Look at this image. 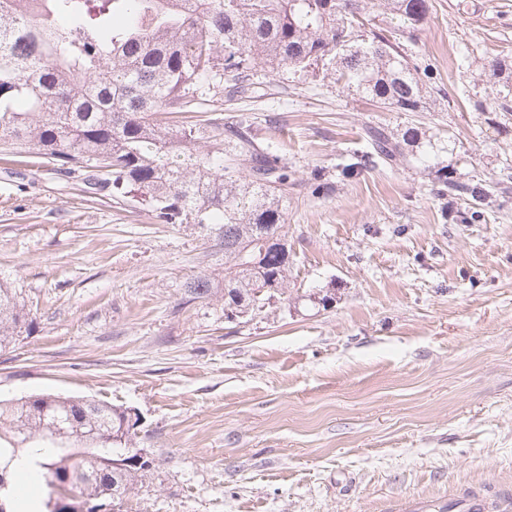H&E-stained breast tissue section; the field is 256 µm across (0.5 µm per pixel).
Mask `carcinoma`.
<instances>
[{"label":"carcinoma","mask_w":512,"mask_h":512,"mask_svg":"<svg viewBox=\"0 0 512 512\" xmlns=\"http://www.w3.org/2000/svg\"><path fill=\"white\" fill-rule=\"evenodd\" d=\"M386 25L366 28L370 9ZM429 0H0V141L38 147L65 176L86 175L94 190L135 199L159 224H189L224 251V281L200 274L186 284L190 299L224 293V311H254L263 284L282 293L288 259L268 247L259 270L242 251L284 234L293 171L252 136L249 120H210L165 128L164 112H195L224 74L250 76L261 64L277 73L317 67L349 92L395 112H423L441 94L432 69L402 47L430 14ZM512 83L493 86L482 111H509ZM371 150L342 169L353 177L392 168L403 141L367 125ZM441 188L468 202L457 217L478 221L497 185L436 171ZM35 317L17 289L0 281V348L31 335ZM0 477L7 510L37 512L18 498L20 473L46 490L58 480L87 512L127 493L154 466L133 459L135 432L125 409L88 397L39 393L0 401Z\"/></svg>","instance_id":"cac0c4a2"}]
</instances>
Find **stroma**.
I'll list each match as a JSON object with an SVG mask.
<instances>
[{
	"label": "stroma",
	"instance_id": "stroma-1",
	"mask_svg": "<svg viewBox=\"0 0 512 512\" xmlns=\"http://www.w3.org/2000/svg\"><path fill=\"white\" fill-rule=\"evenodd\" d=\"M408 42L446 91L391 112L312 73L259 66L206 108L286 159L288 291L224 317L185 284L224 271L197 230L84 193L0 145V280L31 336L0 350V400L50 392L134 409L158 467L125 512H408L495 495L512 512V112L480 109L512 61V0H431ZM417 140L345 178L365 125ZM506 181L463 224L436 171ZM324 191H317V184Z\"/></svg>",
	"mask_w": 512,
	"mask_h": 512
}]
</instances>
